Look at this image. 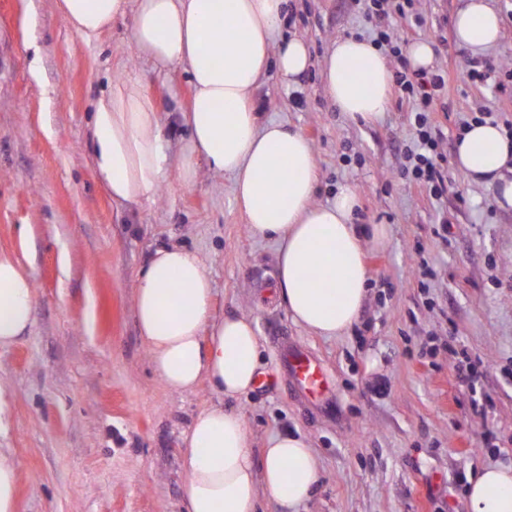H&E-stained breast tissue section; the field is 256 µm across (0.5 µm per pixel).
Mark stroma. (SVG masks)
Returning <instances> with one entry per match:
<instances>
[{"mask_svg":"<svg viewBox=\"0 0 512 512\" xmlns=\"http://www.w3.org/2000/svg\"><path fill=\"white\" fill-rule=\"evenodd\" d=\"M491 4L501 36L480 55L453 35L463 0H420L418 18L392 22L408 42L427 41L433 69L449 74L448 109L435 117L452 144L480 112L512 122V79L502 71L512 63V0ZM365 10L366 0H286L279 35L303 38L311 66L292 85L268 72L251 96L261 121L311 141L313 205L349 186L357 223L387 227L386 247L365 249L370 287L357 324L326 338L295 325L275 296L277 245L250 235L229 177L202 161L185 187L173 168L154 201L132 208L99 182L92 116L112 83L138 80L153 98L171 158L187 134L189 76L138 57L132 15L88 42L56 0H0V252L27 258L36 293L31 330L0 348V379L13 387L0 448L19 461L17 512H181L183 434L217 396L205 383L184 394L165 388L133 301L139 273L173 245L203 259L214 317L256 320L264 373L279 371L280 336L327 369L332 416L313 414L281 384L234 403L254 458L277 433L311 443L321 479L298 512H470L468 478L512 464V213L498 208L495 187L453 167L439 199L401 177L415 112L396 94L368 122L337 111L321 64L336 38L369 37ZM473 68L487 80L468 81ZM423 265L433 277L421 278ZM466 357L479 372L470 384L455 374ZM378 378L381 395L371 389Z\"/></svg>","mask_w":512,"mask_h":512,"instance_id":"1","label":"stroma"}]
</instances>
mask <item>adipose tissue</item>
Returning a JSON list of instances; mask_svg holds the SVG:
<instances>
[{"label":"adipose tissue","instance_id":"obj_1","mask_svg":"<svg viewBox=\"0 0 512 512\" xmlns=\"http://www.w3.org/2000/svg\"><path fill=\"white\" fill-rule=\"evenodd\" d=\"M283 0H59V11L85 40L125 14L132 40L155 66L186 67L194 89L184 114L183 185L205 160L233 179L249 232L278 245L277 289L292 322L338 338L357 322L368 294L364 245L384 246L386 227L353 221L358 201L341 187L315 206L316 156L302 131L259 123L249 98L269 65L294 83L310 65L302 38L277 40ZM460 45L481 53L500 39L501 19L488 0H466L455 20ZM329 98L351 120L383 111L392 73L369 40L337 38L324 60ZM97 174L112 199L137 206L154 199L169 170L164 128L153 99L135 80L114 83L96 105L91 137ZM453 165L471 182L497 189L512 210V137L487 120L470 122ZM212 284L202 259L173 246L156 250L136 282L134 308L154 371L172 392L208 382L219 400L194 417L183 441L184 512H257L266 492L276 512H296L321 478L310 442L289 432L270 437L254 460L243 414L228 403L254 389L262 343L247 316L211 317ZM35 292L23 261L0 253V347L33 325ZM472 512H512V467L489 466L470 479Z\"/></svg>","mask_w":512,"mask_h":512}]
</instances>
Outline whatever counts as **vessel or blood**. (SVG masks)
<instances>
[{
    "label": "vessel or blood",
    "mask_w": 512,
    "mask_h": 512,
    "mask_svg": "<svg viewBox=\"0 0 512 512\" xmlns=\"http://www.w3.org/2000/svg\"><path fill=\"white\" fill-rule=\"evenodd\" d=\"M281 374L289 389L308 406L329 413L336 406V395L317 357L287 337L278 341Z\"/></svg>",
    "instance_id": "b4317fda"
}]
</instances>
